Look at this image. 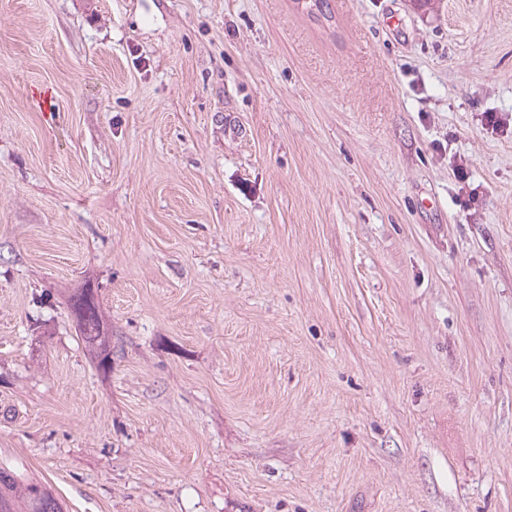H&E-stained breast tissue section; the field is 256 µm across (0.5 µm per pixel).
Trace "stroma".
Segmentation results:
<instances>
[{"mask_svg":"<svg viewBox=\"0 0 512 512\" xmlns=\"http://www.w3.org/2000/svg\"><path fill=\"white\" fill-rule=\"evenodd\" d=\"M309 3L0 0V467L64 512H512V0ZM90 288H78L67 298V305L76 324L78 336L88 347V352L99 367L110 368L112 350L109 331L98 295L87 293Z\"/></svg>","mask_w":512,"mask_h":512,"instance_id":"35a3bbf8","label":"stroma"}]
</instances>
